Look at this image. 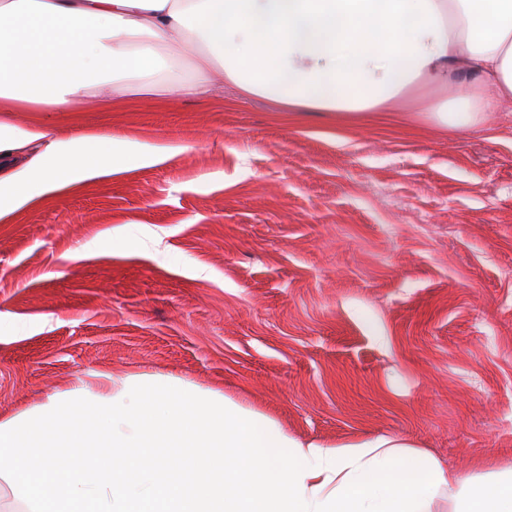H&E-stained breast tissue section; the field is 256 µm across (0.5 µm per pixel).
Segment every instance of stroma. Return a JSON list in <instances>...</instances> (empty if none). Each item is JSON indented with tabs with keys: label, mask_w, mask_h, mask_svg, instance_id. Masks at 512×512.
Masks as SVG:
<instances>
[{
	"label": "stroma",
	"mask_w": 512,
	"mask_h": 512,
	"mask_svg": "<svg viewBox=\"0 0 512 512\" xmlns=\"http://www.w3.org/2000/svg\"><path fill=\"white\" fill-rule=\"evenodd\" d=\"M108 91L0 113L173 153L0 217V418L149 372L305 443L512 465V101L463 131L427 119L437 89L341 122L230 85L220 105Z\"/></svg>",
	"instance_id": "stroma-1"
}]
</instances>
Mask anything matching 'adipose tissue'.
Instances as JSON below:
<instances>
[{
	"mask_svg": "<svg viewBox=\"0 0 512 512\" xmlns=\"http://www.w3.org/2000/svg\"><path fill=\"white\" fill-rule=\"evenodd\" d=\"M192 57L171 97L229 84L284 111L346 120L417 87L451 89L433 123L467 130L512 100V0H0V112L74 111L94 77L116 95L165 53ZM0 213L165 152L0 124ZM512 512V468L444 467L397 436L302 444L270 415L173 376H104L0 419V512Z\"/></svg>",
	"mask_w": 512,
	"mask_h": 512,
	"instance_id": "ef3b65f1",
	"label": "adipose tissue"
}]
</instances>
